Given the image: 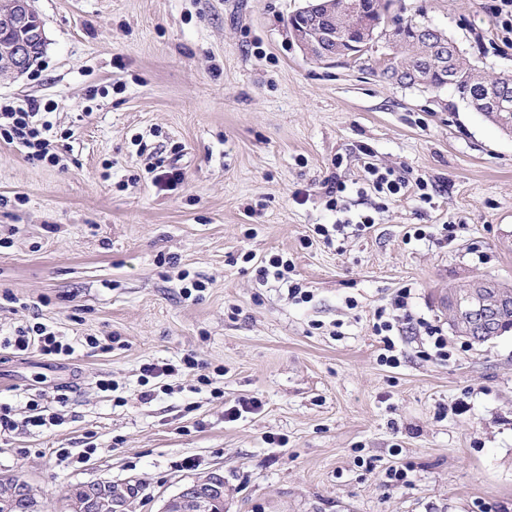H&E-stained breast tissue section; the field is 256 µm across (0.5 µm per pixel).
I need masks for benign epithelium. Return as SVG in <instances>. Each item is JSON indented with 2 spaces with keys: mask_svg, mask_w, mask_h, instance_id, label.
Returning <instances> with one entry per match:
<instances>
[{
  "mask_svg": "<svg viewBox=\"0 0 512 512\" xmlns=\"http://www.w3.org/2000/svg\"><path fill=\"white\" fill-rule=\"evenodd\" d=\"M332 12L328 0H306V5L293 15V35L300 49L308 56L325 62L338 59H356L362 55L358 48L345 49L336 45V31L331 27L318 26L315 35H308V28L300 18ZM45 43L43 23L31 5V0H0V76L18 75L28 71L35 60L36 51ZM512 96V82L489 81L482 84L475 103L485 112H492L502 101ZM486 315L504 307V300L488 305L483 302L462 301L453 308ZM224 496V475L213 472L205 479L195 480L183 486L178 494L169 498L162 512H204L212 497Z\"/></svg>",
  "mask_w": 512,
  "mask_h": 512,
  "instance_id": "1",
  "label": "benign epithelium"
}]
</instances>
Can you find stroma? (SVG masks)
Segmentation results:
<instances>
[{"label":"stroma","mask_w":512,"mask_h":512,"mask_svg":"<svg viewBox=\"0 0 512 512\" xmlns=\"http://www.w3.org/2000/svg\"><path fill=\"white\" fill-rule=\"evenodd\" d=\"M301 4L34 0L45 48L0 76V102L40 104L60 162L0 140V336L41 323L75 352L0 349V405L17 424L0 434V475L27 480L49 512L97 480L131 483L132 512H160L215 469L224 512H512V328L474 342L448 305L476 282L512 289V134L452 87L381 78L386 39L356 61L306 57L288 25ZM391 12L445 32L486 78L512 76L490 0ZM160 157L182 172L168 190L148 172ZM368 161L431 179L432 201L410 192L371 212ZM332 177L348 218L375 225L327 243L314 228L338 218ZM418 224L457 237L408 240ZM271 254L310 302L258 280ZM187 280L203 291L184 294ZM404 286L442 326L448 361L419 359L410 333L400 366L379 363L373 313ZM187 355L210 384L181 368ZM157 362L177 371L146 402L142 367ZM35 389L60 425L23 426ZM251 396L260 409L225 419Z\"/></svg>","instance_id":"1"}]
</instances>
